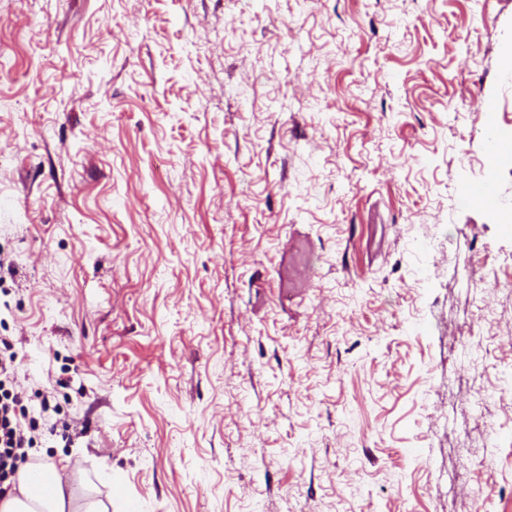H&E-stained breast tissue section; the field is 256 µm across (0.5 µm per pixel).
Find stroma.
<instances>
[{"label": "stroma", "mask_w": 512, "mask_h": 512, "mask_svg": "<svg viewBox=\"0 0 512 512\" xmlns=\"http://www.w3.org/2000/svg\"><path fill=\"white\" fill-rule=\"evenodd\" d=\"M490 119L512 0H0L34 463L108 512H512ZM498 200L494 187L489 183H481L470 187L458 198L461 208H473L492 205Z\"/></svg>", "instance_id": "obj_1"}]
</instances>
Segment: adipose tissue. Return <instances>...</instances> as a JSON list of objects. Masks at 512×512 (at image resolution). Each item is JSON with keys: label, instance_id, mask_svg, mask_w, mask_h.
<instances>
[{"label": "adipose tissue", "instance_id": "1", "mask_svg": "<svg viewBox=\"0 0 512 512\" xmlns=\"http://www.w3.org/2000/svg\"><path fill=\"white\" fill-rule=\"evenodd\" d=\"M48 477L44 502H35L32 495L29 467L20 468L13 478L12 488L0 498V512H76L71 491L62 482L56 466H45Z\"/></svg>", "mask_w": 512, "mask_h": 512}]
</instances>
